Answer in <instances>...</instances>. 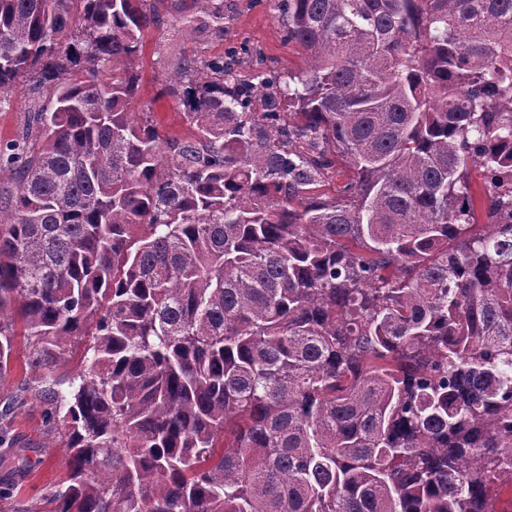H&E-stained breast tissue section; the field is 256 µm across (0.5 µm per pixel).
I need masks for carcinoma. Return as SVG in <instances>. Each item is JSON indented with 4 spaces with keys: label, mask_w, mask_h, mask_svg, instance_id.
<instances>
[{
    "label": "carcinoma",
    "mask_w": 512,
    "mask_h": 512,
    "mask_svg": "<svg viewBox=\"0 0 512 512\" xmlns=\"http://www.w3.org/2000/svg\"><path fill=\"white\" fill-rule=\"evenodd\" d=\"M277 7L306 73L184 58L165 141L131 112L150 0H0V92L53 89L0 151V377L18 324L30 367L87 361L39 390L67 471L38 512H488L512 483V0Z\"/></svg>",
    "instance_id": "obj_1"
}]
</instances>
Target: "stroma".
Masks as SVG:
<instances>
[{"instance_id": "35a3bbf8", "label": "stroma", "mask_w": 512, "mask_h": 512, "mask_svg": "<svg viewBox=\"0 0 512 512\" xmlns=\"http://www.w3.org/2000/svg\"><path fill=\"white\" fill-rule=\"evenodd\" d=\"M158 12L165 17L161 28L144 33L143 51L136 61L140 76V90L135 107L137 112L150 113L162 138H181L191 129L184 118L181 100L162 94L161 83L175 67L180 56L201 58L227 53L230 48L248 45L254 53H261L264 62L256 64L253 55L239 67L245 80H253L260 68L280 73H301L306 67L304 56L288 44L283 35L282 17L274 0H224L225 28L223 33H194L190 20L196 9L192 0H152ZM49 90L33 94L32 84L22 81L7 94L8 105L0 107V145L14 139L27 123L28 112L48 99ZM13 370L0 379V400L24 394L25 400L13 415L12 434L19 441L36 447V465L21 483L14 503L0 501V512H14L16 507L34 506L41 490L62 478L66 472L65 432L49 430L42 415L41 400L33 393L22 390L23 383L48 380L59 391H67L68 378L83 367L81 355L51 370L29 368L28 350L24 339H17Z\"/></svg>"}]
</instances>
